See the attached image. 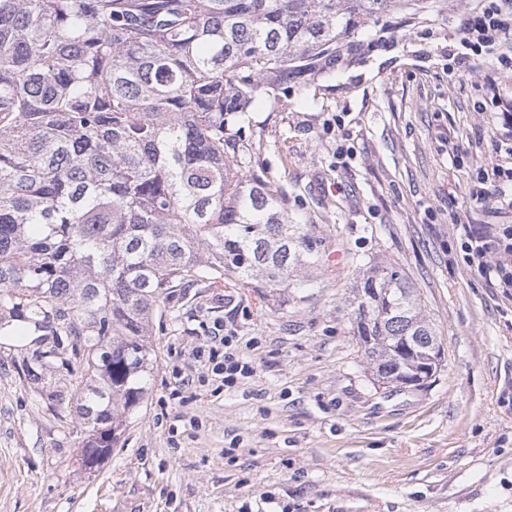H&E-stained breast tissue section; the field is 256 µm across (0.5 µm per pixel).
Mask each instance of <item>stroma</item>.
<instances>
[{"instance_id": "1", "label": "stroma", "mask_w": 512, "mask_h": 512, "mask_svg": "<svg viewBox=\"0 0 512 512\" xmlns=\"http://www.w3.org/2000/svg\"><path fill=\"white\" fill-rule=\"evenodd\" d=\"M373 19L351 62L257 100L240 123L246 172L316 241L298 288L176 289L156 327L149 395L97 469L66 335L0 338V512H512V291L461 258L463 225L512 224L478 203L496 82L466 54L470 0ZM465 55L459 67L448 57ZM392 265L421 294L444 365L425 387L383 385L349 298ZM233 335L251 377L225 386L203 358Z\"/></svg>"}]
</instances>
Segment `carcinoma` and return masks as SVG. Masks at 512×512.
Instances as JSON below:
<instances>
[{"instance_id":"obj_1","label":"carcinoma","mask_w":512,"mask_h":512,"mask_svg":"<svg viewBox=\"0 0 512 512\" xmlns=\"http://www.w3.org/2000/svg\"><path fill=\"white\" fill-rule=\"evenodd\" d=\"M411 0H0V336L65 333L83 466L119 447L148 395L173 289L294 285L312 237L232 133L249 106L336 67ZM381 384L443 363L417 288L380 266L350 299Z\"/></svg>"}]
</instances>
